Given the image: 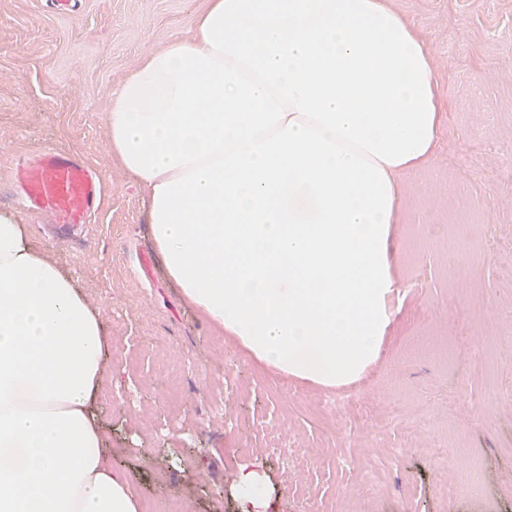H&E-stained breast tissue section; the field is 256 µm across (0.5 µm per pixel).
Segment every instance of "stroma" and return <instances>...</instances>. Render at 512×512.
<instances>
[{
    "label": "stroma",
    "mask_w": 512,
    "mask_h": 512,
    "mask_svg": "<svg viewBox=\"0 0 512 512\" xmlns=\"http://www.w3.org/2000/svg\"><path fill=\"white\" fill-rule=\"evenodd\" d=\"M425 43L442 102L437 147L402 176L400 293L355 391L286 376L208 323L169 279L146 192L109 149L113 92L205 0H0V211L101 311L91 409L113 468L157 512H239L255 461L269 512H512V0H389ZM92 168L102 203L79 239L18 204L19 158L46 148ZM223 379V414L203 422ZM134 396L138 408H123ZM399 407L418 426L378 418ZM290 449L272 452L269 431ZM400 457H392L393 449ZM458 485L448 498L445 485ZM234 493L240 512H268L270 500L268 484L254 463L243 461L238 464Z\"/></svg>",
    "instance_id": "35a3bbf8"
}]
</instances>
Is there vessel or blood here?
<instances>
[{
  "label": "vessel or blood",
  "mask_w": 512,
  "mask_h": 512,
  "mask_svg": "<svg viewBox=\"0 0 512 512\" xmlns=\"http://www.w3.org/2000/svg\"><path fill=\"white\" fill-rule=\"evenodd\" d=\"M15 177L23 206L52 215L65 228L86 224L101 197V180L94 171L52 149L36 159L19 160Z\"/></svg>",
  "instance_id": "1"
}]
</instances>
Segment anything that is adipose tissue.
<instances>
[{"label":"adipose tissue","instance_id":"adipose-tissue-1","mask_svg":"<svg viewBox=\"0 0 512 512\" xmlns=\"http://www.w3.org/2000/svg\"><path fill=\"white\" fill-rule=\"evenodd\" d=\"M428 51L387 0H207L104 116L185 300L259 362L328 386L394 314L401 177L434 153ZM101 315L0 214V512H139L90 401ZM240 512L268 484L237 466Z\"/></svg>","mask_w":512,"mask_h":512}]
</instances>
